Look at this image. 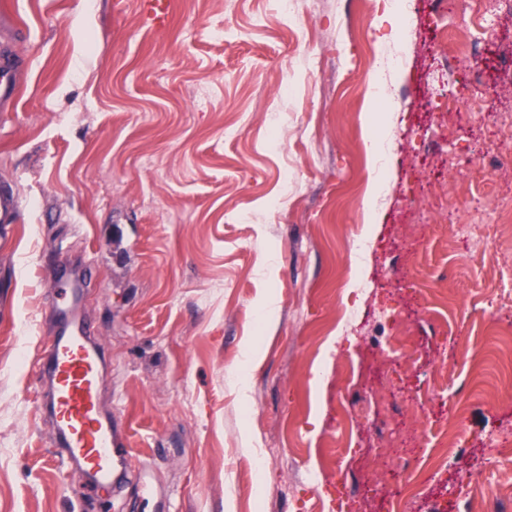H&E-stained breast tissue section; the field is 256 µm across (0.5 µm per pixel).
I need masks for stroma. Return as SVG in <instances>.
I'll return each instance as SVG.
<instances>
[{"label": "stroma", "instance_id": "stroma-1", "mask_svg": "<svg viewBox=\"0 0 512 512\" xmlns=\"http://www.w3.org/2000/svg\"><path fill=\"white\" fill-rule=\"evenodd\" d=\"M463 0H9L26 26L18 96L0 108V512H355L381 456L420 469L408 512H512V5L451 61ZM398 16L396 37L374 26ZM403 47L372 102L373 53ZM449 105L426 111V100ZM378 136L393 165L365 222ZM492 225V254L458 231ZM372 248L351 288L355 238ZM91 265L82 305L107 362L100 405L128 443L111 492L57 455L36 365L55 332L48 269ZM273 296L277 328L255 327ZM357 330L337 335L343 306ZM258 346L249 385L234 368ZM322 385H315V373ZM479 478L478 489L467 487ZM142 6L148 26L152 28L166 27L171 16L170 0H144ZM250 469L253 472L256 483L254 487V495L259 504H261L267 495V489L262 481V477L269 469V460L263 453H256L250 462Z\"/></svg>", "mask_w": 512, "mask_h": 512}]
</instances>
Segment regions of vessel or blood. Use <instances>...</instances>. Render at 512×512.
Masks as SVG:
<instances>
[{
  "label": "vessel or blood",
  "mask_w": 512,
  "mask_h": 512,
  "mask_svg": "<svg viewBox=\"0 0 512 512\" xmlns=\"http://www.w3.org/2000/svg\"><path fill=\"white\" fill-rule=\"evenodd\" d=\"M148 26L166 27L171 0H143ZM23 62L16 47L0 49V102L15 99L17 90L10 77ZM58 288L57 332L40 360V371L51 382L52 392L45 410L52 420L67 459L87 469L98 484L108 485L115 464L129 453L112 432V418L99 402L101 355L92 341L94 328L80 309L84 272L64 265L52 269Z\"/></svg>",
  "instance_id": "vessel-or-blood-1"
}]
</instances>
